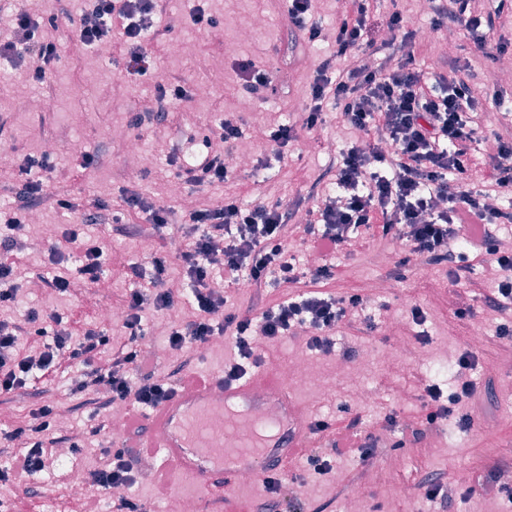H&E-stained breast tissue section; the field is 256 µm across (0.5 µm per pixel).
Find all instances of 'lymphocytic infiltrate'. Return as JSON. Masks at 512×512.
Masks as SVG:
<instances>
[{
    "mask_svg": "<svg viewBox=\"0 0 512 512\" xmlns=\"http://www.w3.org/2000/svg\"><path fill=\"white\" fill-rule=\"evenodd\" d=\"M374 0H342L336 25V49L320 58L309 89V102L301 126L282 123L267 135L276 156H284L301 138L325 122L326 101H333L340 120L358 131L334 156L327 168L335 191L310 188L307 196L283 202L260 200L242 206L237 197L203 209H190L189 228L182 230L179 258L192 284L184 317L171 327L168 344L177 356L166 375H155L146 366L143 347L146 310L165 312L174 308L178 297L166 287L168 260L153 255L149 265L133 261L126 274L132 286L123 300V327L127 338L112 344L105 329L88 328L73 334L63 316L53 310L30 311L25 317L0 316V397L27 399L32 407L28 421L0 433V482L43 471L47 455L65 444L71 453L81 450L73 437L57 433L55 410L39 403L36 377L63 374L72 394L82 395L83 405L99 414L117 402L130 403L132 411L152 408L167 400L176 381L193 371L197 354L213 339L227 337L236 358L224 368L225 380L252 373L263 362L257 351L255 334L275 341L306 334L307 346L319 354L333 347L330 334L345 325L359 329L355 313L363 307L361 296H335L308 292L267 300L270 288L297 282L301 277L332 278L331 265L307 267L297 264L288 253V228L297 215H304L306 235L314 251L347 249L357 239L360 228L380 223L383 235L400 241L403 250L393 261L387 276L400 281L414 266L447 265L448 283L460 302L458 318L471 316L467 295L480 296L485 311L498 316L497 339L512 344V244L499 235L500 227L512 223L505 207L512 200V130L495 131V146L489 156L491 190L471 187L470 151L482 133L487 114L484 94L464 78L466 67L460 60H444L432 73L420 69L416 55L422 46L414 29L400 12L378 18ZM171 0H85L82 26L77 42L87 47L103 43L112 31L114 18L125 25L123 43L136 57L147 46L166 43L168 28L155 25V18L168 14ZM435 28L457 31L490 63L512 53V41L493 39L495 30L512 25V0H429ZM63 0L43 16L17 14L13 36L0 41V58L11 61L33 58L36 67L28 76L36 89H44L52 67L60 57V47L39 40L42 23L57 24L66 12ZM388 36L377 39V29ZM242 134L235 118L221 119L218 125L220 150L191 161L170 152L167 163L173 179L192 186H219L232 178L231 159ZM47 157H26L19 165L13 186L12 216L0 225V308L10 306L20 288L14 251L23 248L26 222L32 211H80L82 220L65 224L58 241L47 253V263L60 265L76 258L70 276L45 278L50 290L64 294L75 286L93 290L103 279L102 248L88 237L95 224H118L124 235L152 237L171 226L169 207L149 202L139 192L125 191L124 207L147 212L144 224H122L108 204L92 197L78 199L51 190L33 177V169H49ZM479 228L480 243L489 263L501 275L494 288H484L472 278L471 268L456 263L450 244L470 242L469 225ZM251 286L253 311L240 315L227 308L228 291L239 281ZM44 338L37 357L20 354L23 336ZM112 351L107 361L98 356L104 346ZM462 370L456 391L445 394L434 384L419 394L427 408L425 425L408 427L404 433L420 441L426 429L443 421H454L461 429L473 424L462 403L475 401L478 386L474 374L479 355L465 350L459 357ZM382 453L377 440L362 435L356 423H349L329 449L306 452L309 473H329L338 457L347 456L359 466H367ZM139 456L130 449L100 451V466L90 471V500L108 496L112 512H146L132 497Z\"/></svg>",
    "mask_w": 512,
    "mask_h": 512,
    "instance_id": "f902f5d3",
    "label": "lymphocytic infiltrate"
}]
</instances>
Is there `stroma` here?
<instances>
[{"instance_id":"35a3bbf8","label":"stroma","mask_w":512,"mask_h":512,"mask_svg":"<svg viewBox=\"0 0 512 512\" xmlns=\"http://www.w3.org/2000/svg\"><path fill=\"white\" fill-rule=\"evenodd\" d=\"M193 0H176L166 18L176 38L190 37L191 46L186 55L175 56L168 48L152 51L149 59L153 66L180 74L184 87L197 86L204 81L216 83V92L208 99L190 97L178 105L177 124L173 127L158 126L144 131L132 128V105L142 104L151 97L153 83L150 76L138 73L134 63L119 57L118 43H106L96 49H82L72 44L70 38L79 22L78 15L60 23L58 29H41L39 36L45 40L66 43L64 57L51 71L52 83L70 87L68 99H43L41 106L32 111L17 108L19 100L31 97L26 81L24 64L0 59V146L6 147L16 160L26 156L41 155L49 130L62 132L56 142L52 160L56 170L50 181L52 188L67 190L82 196H98L112 206H119L123 189H135L154 202L174 209L176 219H183L186 208L169 191L171 181L164 172L170 143L176 139L178 129L207 130L218 123L222 115L230 113L242 117L243 136L238 148L252 157H269L272 147L264 137L275 124L298 123L302 116L313 65L317 59L335 47L336 20L339 13L337 0H313L312 15L322 26V35L310 43L288 28L285 0H207V12L217 18L215 32L207 33L189 29L186 15ZM267 16L269 26L262 36L246 44H238V30L250 15ZM234 47V54H225V47ZM454 51L461 59L469 61L466 77L487 94V130L512 124V82L505 81L499 67L491 65L482 54L462 38H455ZM251 58L257 66L278 71L282 81L276 92L266 93L263 99L252 100L250 107H243L238 77L233 68L235 60ZM80 136L85 151H99L98 165L81 178H73L71 162L74 158L69 148L71 136ZM142 136L155 163L149 170L129 169L123 164L124 144L128 138ZM326 156L309 149L307 140H300L283 160H271L268 168L239 169L234 182L206 187L194 192L195 206L205 207L221 201L225 194L237 195L245 203L255 200H273L291 197L304 189L309 182L319 178L325 169ZM99 239L109 255L104 280L103 297L116 300L129 289L125 276L128 261L141 257L140 241L124 237L105 229ZM396 257L394 243L383 237L379 225L361 229L357 242L348 254H328L324 263L335 265L336 275L330 280L314 281L308 278L284 285L275 290L271 302L286 296L308 291H323L335 295L357 293L375 297L382 310L378 328L363 336H350L346 331L336 334L335 349L328 355H311L300 337L269 344L260 343L267 366L281 369L296 358H311L313 368L322 376H332L337 362L353 366L369 361L371 374L364 380L365 388L378 396L374 405L356 402L350 384L341 385L332 395H325L315 388H298L297 396L307 416L325 415L332 418L335 428H343L350 419L359 418L366 432L379 436L384 442L392 437L386 431L385 418L390 411H397L407 420L420 419L424 410L415 397L418 379H435L443 391H450L457 384V359L476 329L493 333L495 322L483 308H475L472 317L458 319L446 302L443 289L438 286L444 274L437 270H419L399 284H389L382 292H373L371 284L384 278L386 265ZM44 251L25 252L20 266L26 284L18 298L16 314L45 305L72 314L79 325L95 323V309L100 298L85 294L47 295L38 287L39 276L45 275ZM420 305L427 315L425 328L430 334L426 345L414 339L415 325L410 310ZM397 346H405L410 356L405 367L398 372L387 368L382 357ZM484 379L492 383L483 391L479 419L471 430L463 431L453 424H443L420 444L406 447L404 457L408 462L403 474L390 471L386 459L375 460L368 468L361 488L363 512H512V503L492 491L474 490L466 501H455L448 506L426 500H403L399 497L402 480L413 479L424 472H443L455 475L458 468L477 469L493 455L512 457V348L503 346L491 349L482 361ZM407 392L405 401H396L397 392ZM73 426L78 431L82 451L72 468H55L54 472H41L24 483H1L0 501L5 505H31L37 512H74L75 506L65 495L69 471L87 472L97 467L99 448L121 441V434L103 430L91 435L90 424L76 419ZM160 458H153L141 468L132 495L144 502L149 512H170L172 501L181 495H199L200 490L192 480L173 478L167 491H158ZM354 469L351 459L337 460L333 471L322 477L306 476L301 485L302 496L311 512H347V500L336 493L339 484L348 482Z\"/></svg>"}]
</instances>
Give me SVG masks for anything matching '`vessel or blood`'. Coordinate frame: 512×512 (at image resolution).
<instances>
[{
	"label": "vessel or blood",
	"instance_id": "obj_1",
	"mask_svg": "<svg viewBox=\"0 0 512 512\" xmlns=\"http://www.w3.org/2000/svg\"><path fill=\"white\" fill-rule=\"evenodd\" d=\"M264 404L276 412L262 428L234 432L238 419ZM134 419L144 428L142 447L173 475L192 477L205 499L224 498L225 512H245L232 494L240 471L287 472L315 440L294 391L272 370L230 384L220 374L190 375L171 399Z\"/></svg>",
	"mask_w": 512,
	"mask_h": 512
}]
</instances>
